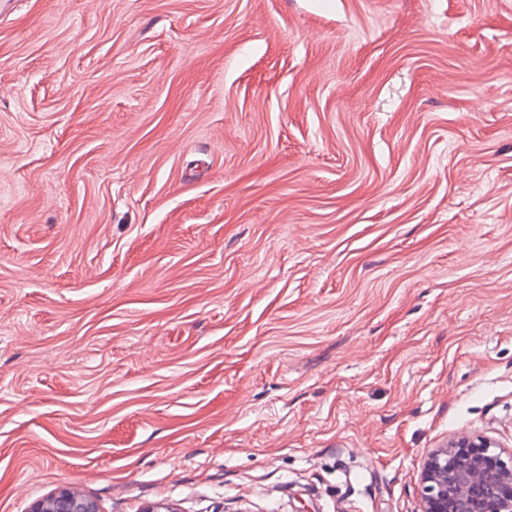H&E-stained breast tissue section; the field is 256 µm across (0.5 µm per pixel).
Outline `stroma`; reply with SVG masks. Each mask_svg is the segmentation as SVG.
Returning a JSON list of instances; mask_svg holds the SVG:
<instances>
[{
	"label": "stroma",
	"mask_w": 512,
	"mask_h": 512,
	"mask_svg": "<svg viewBox=\"0 0 512 512\" xmlns=\"http://www.w3.org/2000/svg\"><path fill=\"white\" fill-rule=\"evenodd\" d=\"M512 450V0L0 13V512H420ZM484 438L456 437L425 456L422 512H512V453ZM27 512H98V510L93 501L80 494L73 486L65 484L32 500Z\"/></svg>",
	"instance_id": "stroma-1"
}]
</instances>
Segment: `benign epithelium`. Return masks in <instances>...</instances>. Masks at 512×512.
<instances>
[{
    "label": "benign epithelium",
    "mask_w": 512,
    "mask_h": 512,
    "mask_svg": "<svg viewBox=\"0 0 512 512\" xmlns=\"http://www.w3.org/2000/svg\"><path fill=\"white\" fill-rule=\"evenodd\" d=\"M422 512H512V453L484 438L456 437L425 456ZM27 512H98L96 504L65 484L37 497Z\"/></svg>",
    "instance_id": "1"
}]
</instances>
